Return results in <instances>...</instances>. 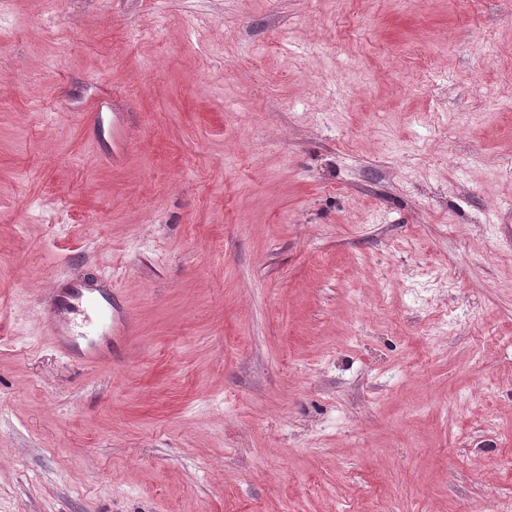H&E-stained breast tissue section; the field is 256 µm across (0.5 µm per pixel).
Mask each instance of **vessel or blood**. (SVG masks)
<instances>
[{"mask_svg":"<svg viewBox=\"0 0 512 512\" xmlns=\"http://www.w3.org/2000/svg\"><path fill=\"white\" fill-rule=\"evenodd\" d=\"M92 292V287L80 278L69 279L64 287L55 290L45 322V333L62 351H70L73 336L81 333L100 330L107 336L127 339L136 336L134 317L125 313L103 319L101 306Z\"/></svg>","mask_w":512,"mask_h":512,"instance_id":"b4317fda","label":"vessel or blood"}]
</instances>
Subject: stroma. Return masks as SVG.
Segmentation results:
<instances>
[{"instance_id": "35a3bbf8", "label": "stroma", "mask_w": 512, "mask_h": 512, "mask_svg": "<svg viewBox=\"0 0 512 512\" xmlns=\"http://www.w3.org/2000/svg\"><path fill=\"white\" fill-rule=\"evenodd\" d=\"M59 2L0 0V512L512 506V0ZM95 291L97 289L80 278H71L64 287L56 288L45 322V334L62 351H71L73 336H85L101 327L102 335L123 336L125 339H132L137 335L134 317L124 313L112 318L110 302L109 321L102 325L101 306L91 296Z\"/></svg>"}]
</instances>
